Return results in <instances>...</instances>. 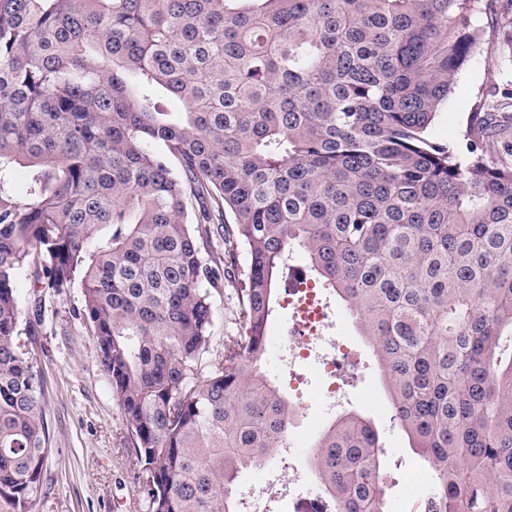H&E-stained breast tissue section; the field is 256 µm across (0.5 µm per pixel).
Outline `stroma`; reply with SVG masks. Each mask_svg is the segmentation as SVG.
Here are the masks:
<instances>
[{
	"instance_id": "obj_1",
	"label": "stroma",
	"mask_w": 512,
	"mask_h": 512,
	"mask_svg": "<svg viewBox=\"0 0 512 512\" xmlns=\"http://www.w3.org/2000/svg\"><path fill=\"white\" fill-rule=\"evenodd\" d=\"M507 89L512 90V62L504 60L497 44L482 45L433 121L431 140L464 152L472 112L478 104L493 101L508 115L501 139L489 147L491 156H500L503 142L512 143V105L504 103L502 97ZM82 309L81 286L60 295L44 292L39 319L30 333L19 338L22 350L42 374L51 435L42 492L31 503L30 512H146L137 480L140 465L124 449L127 431L99 368L91 328L81 316ZM331 320L332 335L343 337L353 348L351 360L339 375L348 398L341 411L325 412L316 406L299 416L288 431V441L295 448L312 447L323 428L342 411L369 418L384 452L382 472L396 503L394 512H422L425 498L414 494L409 478L424 466L392 417L373 351L354 327L343 303L332 301ZM281 357L280 350L268 347L265 368L288 401L296 402L301 393L315 394V371L300 369V388L292 390Z\"/></svg>"
}]
</instances>
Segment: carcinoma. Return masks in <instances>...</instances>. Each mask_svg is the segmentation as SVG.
<instances>
[{
  "mask_svg": "<svg viewBox=\"0 0 512 512\" xmlns=\"http://www.w3.org/2000/svg\"><path fill=\"white\" fill-rule=\"evenodd\" d=\"M484 0H0V497L29 512L50 448L16 279L83 287L148 512H240L287 445L262 366L302 253L368 338L427 512H512V161L428 129L485 37ZM171 94L185 111H168ZM26 170L21 192L15 168ZM202 203L195 221L188 198ZM233 222H228L227 216ZM223 256L212 252L213 238ZM247 255L236 333L214 295ZM347 413L310 467L327 512H386ZM289 448L290 447L282 448L284 453L281 454L280 456H276L278 454V451L276 453L274 452L272 454L271 458L267 459L266 461L262 462L261 464L253 466L252 471L256 470V474L253 476V478H252V471H250L251 467L246 470L244 469L241 471V473L239 474V478H238V485L241 490H244L248 486V484L252 478V483L247 487L245 495L242 499L243 500L242 505H243V509H244V510H242V512H249L248 509H249V504L251 502L262 499L263 497L274 493L273 488L270 486V484L267 481V470H268V467L270 466V464L272 463L273 457L280 458L281 462L285 461V457H288V460H290V458H293L292 453L294 451L289 450Z\"/></svg>",
  "mask_w": 512,
  "mask_h": 512,
  "instance_id": "carcinoma-1",
  "label": "carcinoma"
}]
</instances>
